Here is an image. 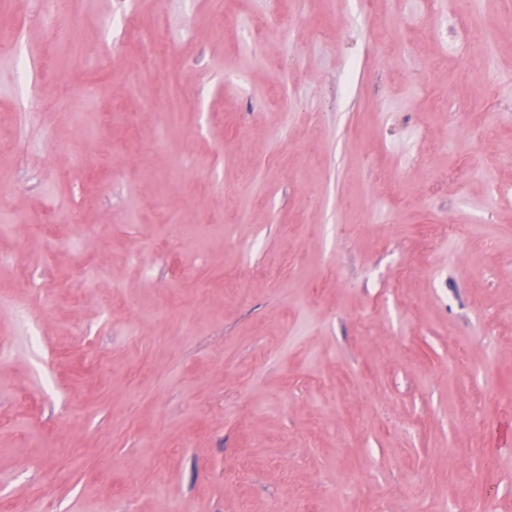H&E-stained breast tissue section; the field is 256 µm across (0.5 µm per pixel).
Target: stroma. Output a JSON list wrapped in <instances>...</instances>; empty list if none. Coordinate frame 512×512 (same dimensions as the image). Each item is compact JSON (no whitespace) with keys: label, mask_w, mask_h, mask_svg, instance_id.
<instances>
[{"label":"stroma","mask_w":512,"mask_h":512,"mask_svg":"<svg viewBox=\"0 0 512 512\" xmlns=\"http://www.w3.org/2000/svg\"><path fill=\"white\" fill-rule=\"evenodd\" d=\"M20 2L0 0V512H463L451 459L512 512L504 0L432 25L426 0H287L276 26L274 0H60L66 42ZM468 11L497 83L456 78ZM415 224L462 231L424 253Z\"/></svg>","instance_id":"1"}]
</instances>
